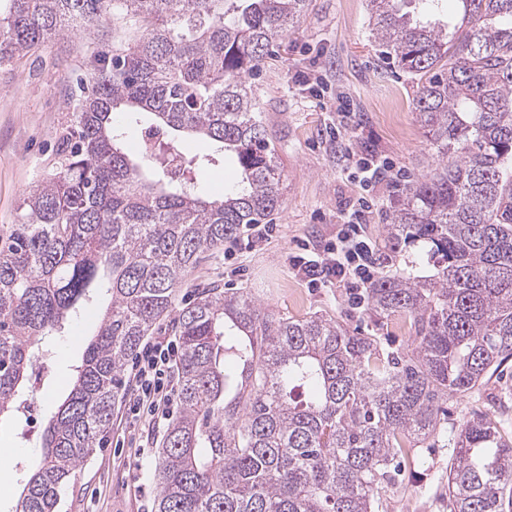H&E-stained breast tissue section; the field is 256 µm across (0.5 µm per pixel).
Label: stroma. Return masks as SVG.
Wrapping results in <instances>:
<instances>
[{"label": "stroma", "instance_id": "obj_1", "mask_svg": "<svg viewBox=\"0 0 512 512\" xmlns=\"http://www.w3.org/2000/svg\"><path fill=\"white\" fill-rule=\"evenodd\" d=\"M368 16L369 0H309L296 27L248 77L254 112L277 156L283 204L269 218L268 236L251 246L225 241L207 253L185 288H243L272 313L296 319L317 313L407 353L412 337L400 317L375 320L350 301L344 286L312 287L295 262L304 251L317 253L335 242L364 195L373 206L360 221L366 236L382 243L383 224L435 152L413 109L418 82L384 56ZM133 35L121 25L99 40L76 32L0 72V236L17 222L23 196L54 169L59 135L70 123L93 51ZM366 160L387 166L369 185L360 170ZM108 302L103 293L92 294L65 329L48 339L50 373L33 370L21 391L34 396L37 418L19 414L0 421V449L16 451L11 469L0 473V512H13ZM130 397L122 389L103 445L63 488L57 512H155L157 457L139 462L133 450L144 439L160 447L166 426L132 418ZM442 410L439 434L415 450L395 484L385 486L378 512H453L448 471L463 422L483 413L512 438V360L471 393L448 397Z\"/></svg>", "mask_w": 512, "mask_h": 512}]
</instances>
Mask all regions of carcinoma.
<instances>
[{
  "instance_id": "cac0c4a2",
  "label": "carcinoma",
  "mask_w": 512,
  "mask_h": 512,
  "mask_svg": "<svg viewBox=\"0 0 512 512\" xmlns=\"http://www.w3.org/2000/svg\"><path fill=\"white\" fill-rule=\"evenodd\" d=\"M308 2L0 0V69L96 22L138 32L91 60L58 166L25 194L0 248V417L19 413L42 340L91 291L110 295L14 512H55L100 447L127 362L166 314L181 410L155 466L157 512H375L394 458L438 433L439 402L512 360V0H457L446 23L413 19L408 0H369L374 38L418 77L414 111L437 150L378 257L420 244L433 270L379 276L367 293L374 314L408 320L411 353L331 318L277 316L239 289L177 304L205 252L282 205L246 76ZM117 110L135 124L152 115L166 152H124ZM190 140L198 150L170 165ZM227 152L241 185L213 199L201 176ZM454 448L453 512H505L512 441L474 415Z\"/></svg>"
}]
</instances>
